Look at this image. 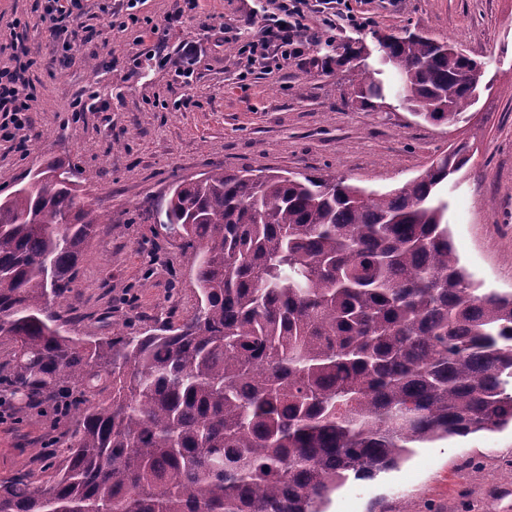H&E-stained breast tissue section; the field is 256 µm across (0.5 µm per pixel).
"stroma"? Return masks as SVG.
Segmentation results:
<instances>
[{
	"label": "stroma",
	"mask_w": 512,
	"mask_h": 512,
	"mask_svg": "<svg viewBox=\"0 0 512 512\" xmlns=\"http://www.w3.org/2000/svg\"><path fill=\"white\" fill-rule=\"evenodd\" d=\"M267 0H198L163 43H136L112 29L104 0H83L69 57L43 21L44 0H0V43L24 45L39 97L20 139L0 140V198L49 159L79 173L81 195L107 214L86 249L61 312L88 340L135 336L166 321L182 324L197 306L188 254L155 221L171 185L214 168L332 172L369 190L418 176L448 149V127L403 108L373 112L353 102L345 45L374 46L373 32L422 31L485 63L469 113L474 154L448 192L456 254L487 290H512V0H349L368 25L332 23L321 0L307 23L331 47L312 44L273 74L237 77L234 48L257 33ZM196 47L197 79L175 81L181 45ZM110 107L73 116L78 98ZM52 413L16 410L0 425V481L41 472L49 442L66 431ZM512 429L442 440L415 449L399 468L348 480L327 512H512Z\"/></svg>",
	"instance_id": "1"
}]
</instances>
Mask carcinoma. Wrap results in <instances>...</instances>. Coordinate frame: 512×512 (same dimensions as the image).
<instances>
[{
	"label": "carcinoma",
	"mask_w": 512,
	"mask_h": 512,
	"mask_svg": "<svg viewBox=\"0 0 512 512\" xmlns=\"http://www.w3.org/2000/svg\"><path fill=\"white\" fill-rule=\"evenodd\" d=\"M353 96L464 122L482 62L421 32H374ZM396 72L390 92L379 78ZM462 144L402 187L212 171L171 187L198 307L96 341L57 311L104 219L59 160L0 200V389L70 403L47 480L0 481V512H326L427 443L512 426V292L460 264L441 188ZM109 393L110 403L90 395Z\"/></svg>",
	"instance_id": "cac0c4a2"
}]
</instances>
